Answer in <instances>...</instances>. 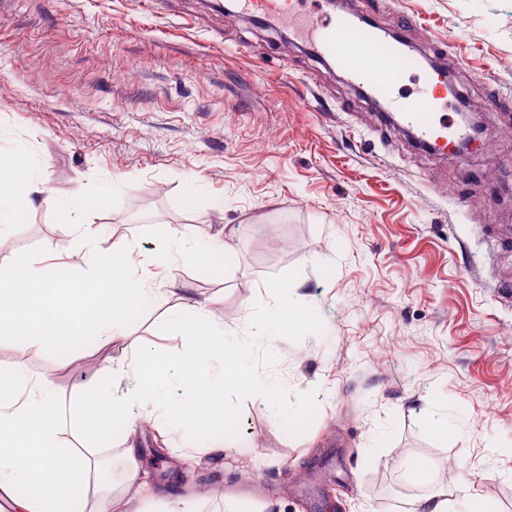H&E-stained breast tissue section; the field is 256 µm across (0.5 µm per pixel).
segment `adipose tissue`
Here are the masks:
<instances>
[{
    "instance_id": "obj_1",
    "label": "adipose tissue",
    "mask_w": 512,
    "mask_h": 512,
    "mask_svg": "<svg viewBox=\"0 0 512 512\" xmlns=\"http://www.w3.org/2000/svg\"><path fill=\"white\" fill-rule=\"evenodd\" d=\"M0 168L11 174L9 183L0 182V223L21 222L37 203L62 207L86 244L89 267L84 276L65 278L30 256L14 257L0 271V334L41 344L60 336L126 335L130 321L153 303V259L134 260L129 242H108L92 222L93 204L82 198L59 201L30 176L25 155L1 156ZM100 373L101 384L82 390L68 405L47 380L31 378L21 367L0 379V473L26 487L23 498L12 499L13 512H48L77 484L85 494H101L95 460L64 447L61 434L71 420L82 433L100 438L113 425L132 426L133 406L162 386L167 366L133 358L104 365Z\"/></svg>"
}]
</instances>
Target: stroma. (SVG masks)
I'll return each mask as SVG.
<instances>
[{
  "label": "stroma",
  "mask_w": 512,
  "mask_h": 512,
  "mask_svg": "<svg viewBox=\"0 0 512 512\" xmlns=\"http://www.w3.org/2000/svg\"><path fill=\"white\" fill-rule=\"evenodd\" d=\"M351 12L404 31L481 114L469 153L427 152L383 120L341 66L279 27L226 17L210 0H12L0 10V155L24 153L60 198L99 200L95 224L136 252L172 231L217 240L184 259L129 335L31 344L0 335V361L61 398L97 384L131 346L177 352L170 314L206 303L225 331L249 332L265 282L300 269L302 303L325 333L277 338L272 372L316 390L306 432L269 403L242 404L238 437L185 462L138 424L137 486L191 512H406L435 491L412 478L454 459L453 502L480 495L512 512V0H351ZM412 17L414 25L402 29ZM0 264L29 254L78 273L86 249L65 214L38 207L0 226ZM115 476L70 512H124Z\"/></svg>",
  "instance_id": "obj_1"
}]
</instances>
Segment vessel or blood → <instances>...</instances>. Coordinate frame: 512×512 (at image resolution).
I'll list each match as a JSON object with an SVG mask.
<instances>
[{
	"instance_id": "vessel-or-blood-1",
	"label": "vessel or blood",
	"mask_w": 512,
	"mask_h": 512,
	"mask_svg": "<svg viewBox=\"0 0 512 512\" xmlns=\"http://www.w3.org/2000/svg\"><path fill=\"white\" fill-rule=\"evenodd\" d=\"M240 6L267 23H287L294 35L309 42L317 54L340 62L355 83L400 115L419 141L433 144L444 153L450 144L464 138L462 127L438 116L439 107L448 101L447 82L440 73H424L418 96L400 94L402 78L418 67L407 39H384L376 27L355 14L306 13L300 0H240Z\"/></svg>"
}]
</instances>
